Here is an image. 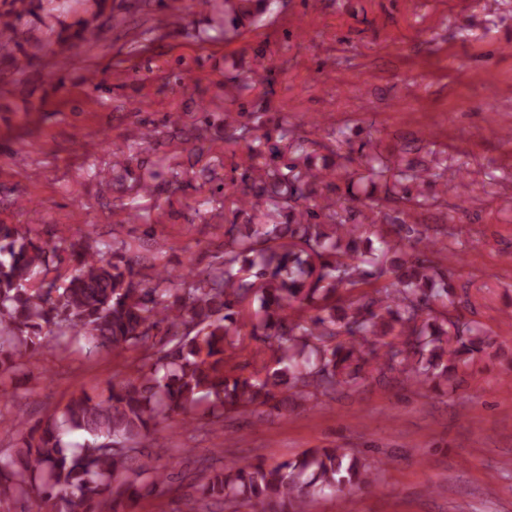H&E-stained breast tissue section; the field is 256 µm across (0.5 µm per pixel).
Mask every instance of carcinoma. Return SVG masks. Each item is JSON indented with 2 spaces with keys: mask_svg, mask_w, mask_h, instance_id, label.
<instances>
[{
  "mask_svg": "<svg viewBox=\"0 0 512 512\" xmlns=\"http://www.w3.org/2000/svg\"><path fill=\"white\" fill-rule=\"evenodd\" d=\"M271 0H224L212 30L241 36L245 17ZM236 102L276 82L264 67L231 79ZM224 143L245 144L246 159L224 179L232 218L214 260L187 276L162 265L147 277L129 244L112 236V253L44 240L20 224H0V392L5 377L26 374L50 346L89 355L133 352L136 377L107 395L86 392L33 426L16 420L19 442L0 451V502L22 512H129L171 478L142 451L172 414L182 423L220 419L260 406L316 405L353 390L368 370L412 386L448 382L474 364L493 338L448 315V269L432 255L448 244L411 213L439 205L435 174L406 157L358 148L339 164L318 163L310 140L288 116L275 117L279 141L245 106L220 113ZM156 128L139 125L133 144L151 149ZM385 182V194L361 196L354 161ZM380 243L360 249L363 235ZM256 342L250 358L228 350ZM72 434L82 441H68ZM378 468L344 448H314L279 463L226 464L211 471L183 512H223L247 502L257 512H309L314 498L376 481Z\"/></svg>",
  "mask_w": 512,
  "mask_h": 512,
  "instance_id": "1",
  "label": "carcinoma"
}]
</instances>
